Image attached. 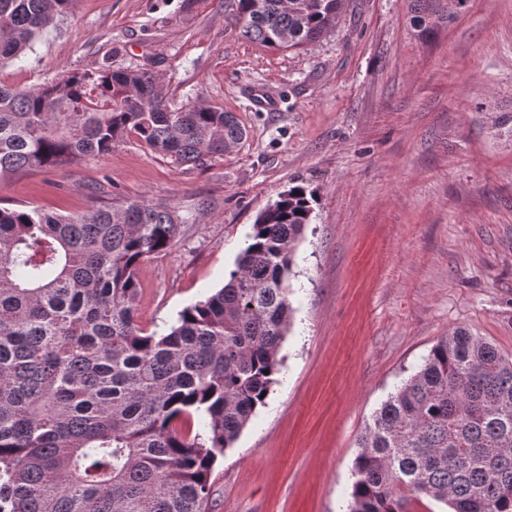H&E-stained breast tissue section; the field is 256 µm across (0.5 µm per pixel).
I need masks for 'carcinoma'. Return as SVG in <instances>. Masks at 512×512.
<instances>
[{
	"mask_svg": "<svg viewBox=\"0 0 512 512\" xmlns=\"http://www.w3.org/2000/svg\"><path fill=\"white\" fill-rule=\"evenodd\" d=\"M72 0H0V67L32 49ZM345 0H233L249 42L300 49ZM427 36L448 0H410ZM178 163L247 137L232 112L171 109L146 68L0 82V177L65 173L129 136ZM293 186L262 211L224 287L165 334L138 322V267L181 218L143 199L75 216L0 207V512H207L211 474L277 382L289 281L311 221ZM205 433L193 432L195 418ZM348 512H512V356L457 329L375 411L358 438Z\"/></svg>",
	"mask_w": 512,
	"mask_h": 512,
	"instance_id": "cac0c4a2",
	"label": "carcinoma"
}]
</instances>
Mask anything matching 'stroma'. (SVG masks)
<instances>
[{
  "mask_svg": "<svg viewBox=\"0 0 512 512\" xmlns=\"http://www.w3.org/2000/svg\"><path fill=\"white\" fill-rule=\"evenodd\" d=\"M231 13L73 0L1 82L146 68L171 108H224L248 138L181 165L131 136L65 174L1 177L0 207L166 204L181 233L138 270L139 322L161 333L223 286L261 210L313 191L278 382L216 464L209 512H346L359 435L440 338L464 328L512 355V141L492 129L512 114V0H468L427 36L407 0H347L304 50L246 41Z\"/></svg>",
  "mask_w": 512,
  "mask_h": 512,
  "instance_id": "35a3bbf8",
  "label": "stroma"
}]
</instances>
